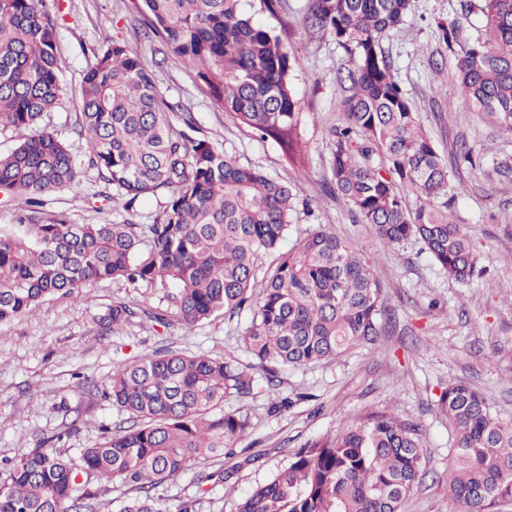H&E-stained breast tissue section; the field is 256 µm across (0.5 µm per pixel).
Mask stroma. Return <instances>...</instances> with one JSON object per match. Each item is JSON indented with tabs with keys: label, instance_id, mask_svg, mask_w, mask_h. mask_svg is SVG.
<instances>
[{
	"label": "stroma",
	"instance_id": "obj_1",
	"mask_svg": "<svg viewBox=\"0 0 512 512\" xmlns=\"http://www.w3.org/2000/svg\"><path fill=\"white\" fill-rule=\"evenodd\" d=\"M141 0H46L57 19L62 56L60 100L41 126L53 130L76 161L87 146L75 133L82 78L94 63L103 35L125 41L152 70L174 112L193 113L200 131L241 164L299 188L288 238L334 225L377 268L392 311L375 343L301 368L281 370L279 394L292 398L286 410L270 412L271 396L226 400L227 411L242 410L251 428L239 440L242 452L198 465L161 490L164 512L190 501L194 512H231L234 501L268 481L289 454L318 437L336 434L366 415L389 411L419 425L424 436L425 475L403 512H448V461L452 434L437 401L449 381L462 379L480 389L492 411L512 420V133L475 111L460 94L455 48L485 37L486 0H413L400 36L381 42L400 87L447 160L459 189L449 218L463 225L476 246L479 276L466 284L448 279L420 242L384 245L369 225L355 223L349 205L326 191L330 176L332 126L342 117L336 102L345 94L340 72L351 62L335 39L310 33L304 23L308 0H283L277 15L258 19L280 34L299 64L292 84L302 114L305 168L294 169L276 145L260 140L219 109L199 85L192 68L172 48L139 23ZM456 24L457 40L447 46L439 27ZM467 145L472 162L457 150ZM109 187L95 171L84 170L74 186L44 198L45 216L62 214L74 224H149L159 200L133 208L104 200ZM167 288L105 280L83 288L78 297H48L32 312L0 324V460L30 453L39 442L63 434L60 448L73 454L100 440L103 427L125 424L127 414L96 397L90 382L164 345L220 356L239 352L246 317L221 316L185 332L163 328L145 317L102 332L99 319L117 300L161 304ZM223 470L219 484L200 487V476Z\"/></svg>",
	"mask_w": 512,
	"mask_h": 512
}]
</instances>
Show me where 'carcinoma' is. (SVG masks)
Wrapping results in <instances>:
<instances>
[{"label": "carcinoma", "instance_id": "cac0c4a2", "mask_svg": "<svg viewBox=\"0 0 512 512\" xmlns=\"http://www.w3.org/2000/svg\"><path fill=\"white\" fill-rule=\"evenodd\" d=\"M143 25L195 71L217 107L288 162H302L301 113L291 74L298 57L247 14L245 0H143ZM412 0H309L305 25L330 34L353 60L348 94L332 128V196L351 205L383 244L421 242L449 278L478 271L476 247L443 213L455 186L418 114L395 80L381 40L402 32ZM486 35L461 50V95L512 133V0H487ZM56 19L44 0H0V127L19 144L0 155V190L21 212L19 231L0 230V323L43 298L76 297L91 283L161 281L176 288L166 308L114 301L100 318L115 330L141 311L188 331L224 315H247L241 342L250 361L159 350L112 372L101 396L144 421L105 429L100 441L65 455L58 435L8 460L0 512H95L97 483L114 479L135 496L119 512H162L158 490L203 461L232 451L250 429L224 400L275 394L284 366L336 358L372 343L386 316L375 268L327 224L296 237L271 271L258 256L288 235L297 188L240 164L206 137L192 113L181 124L151 71L106 35L82 80L77 135L87 166L125 207L163 197L151 224H72L38 217L43 197L79 180L80 168L52 132L36 129L60 96ZM416 197L409 210L405 198ZM439 408L452 431L448 499L456 512H497L512 500V422L493 414L472 385L450 381ZM423 435L378 412L289 455L233 512H402L421 478Z\"/></svg>", "mask_w": 512, "mask_h": 512}]
</instances>
